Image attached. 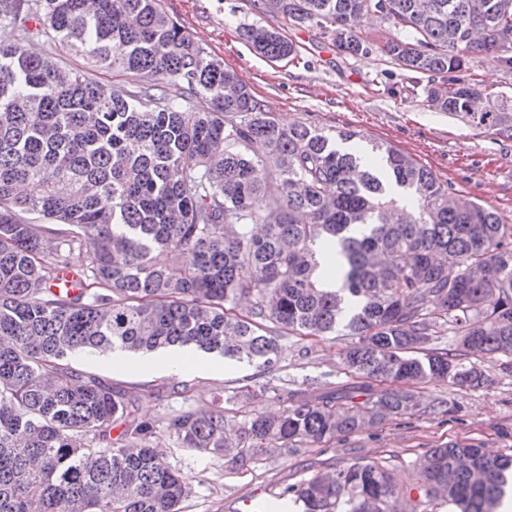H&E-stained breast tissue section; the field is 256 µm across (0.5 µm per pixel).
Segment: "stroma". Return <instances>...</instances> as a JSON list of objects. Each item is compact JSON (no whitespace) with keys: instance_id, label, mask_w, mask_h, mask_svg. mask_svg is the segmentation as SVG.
<instances>
[{"instance_id":"obj_1","label":"stroma","mask_w":512,"mask_h":512,"mask_svg":"<svg viewBox=\"0 0 512 512\" xmlns=\"http://www.w3.org/2000/svg\"><path fill=\"white\" fill-rule=\"evenodd\" d=\"M166 12L212 55L221 59L263 101L283 125L304 123L330 131L357 132L358 146L388 143L411 155L454 191L494 210L512 224V137L465 124L427 107L421 86L380 53L351 56L319 27L292 26L277 15L254 9L252 0H162ZM273 28L299 48L296 59L272 61L240 39L244 24ZM486 95L476 111H486L490 95L512 108V69L481 53L471 54L460 73ZM350 339L290 335L278 342L274 368L257 363L225 362L217 374H182L166 370H115L101 357L78 353L69 364L99 377L125 393L128 418L155 424L154 444L170 467L191 480L183 512H237L242 499L258 496L282 504L286 488L310 477L356 462H385L401 487L415 481V463L446 442L482 444L496 454H512V358L476 357L489 382L479 389L433 379L419 388L417 413L391 418L380 426L339 437L320 446L259 448L220 455L183 448L170 437L168 419L187 410L220 403L225 420L243 425L257 412L287 406V394L310 396L346 382L341 352ZM265 387L253 403L239 394Z\"/></svg>"}]
</instances>
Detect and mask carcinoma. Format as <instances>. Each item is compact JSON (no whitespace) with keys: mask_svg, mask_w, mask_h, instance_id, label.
Segmentation results:
<instances>
[{"mask_svg":"<svg viewBox=\"0 0 512 512\" xmlns=\"http://www.w3.org/2000/svg\"><path fill=\"white\" fill-rule=\"evenodd\" d=\"M319 26L350 55L378 47L442 78L427 105L475 127L512 130V112H473L468 56L512 69V0H262ZM379 21L388 29L362 32ZM0 512H182L188 478L156 453V426L112 438L124 394L72 370L68 356L181 344L236 361L277 363L278 337L342 329L347 374L315 397L235 429L224 408L169 419L184 448L220 454L247 441L318 446L418 411L429 378L478 389L470 355L512 356V225L462 201L410 155L373 146V165L306 124L281 126L200 46L162 0H0ZM241 37L285 60L295 45L249 25ZM42 40L82 57L71 67L28 51ZM129 76L134 89L89 69ZM206 95L212 109L197 112ZM272 171L277 192L254 177ZM36 183L41 193L25 187ZM37 215L69 226L55 230ZM86 254L75 292L54 290ZM188 255L173 267L168 254ZM337 261L338 288L325 260ZM251 307L242 314L237 302ZM454 350L432 347L441 327ZM512 457L475 444L430 449L416 485L378 461L294 487L305 512H496Z\"/></svg>","mask_w":512,"mask_h":512,"instance_id":"1","label":"carcinoma"}]
</instances>
